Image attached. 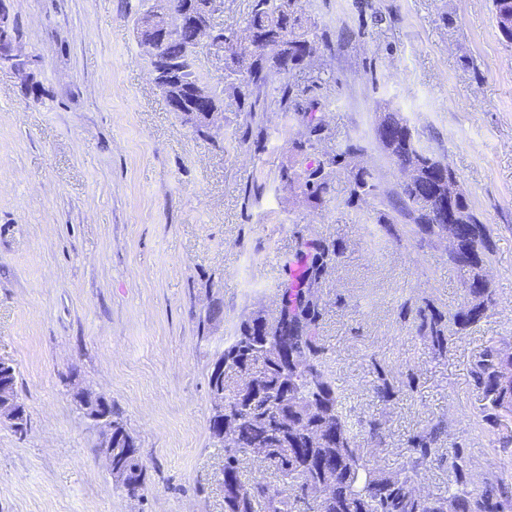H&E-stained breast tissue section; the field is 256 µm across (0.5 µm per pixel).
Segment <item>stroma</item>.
Segmentation results:
<instances>
[{
    "label": "stroma",
    "mask_w": 512,
    "mask_h": 512,
    "mask_svg": "<svg viewBox=\"0 0 512 512\" xmlns=\"http://www.w3.org/2000/svg\"><path fill=\"white\" fill-rule=\"evenodd\" d=\"M320 39L293 72L287 112L238 111L224 138L171 111L138 47L140 0H0L31 65H0V356L16 370L29 426L0 423V512H224V450L209 430L208 373L242 323L274 321L298 257L335 248L319 285L329 375L351 415L378 419L380 469L406 439L444 421L472 486L499 476L480 433L473 363L512 344V47L491 0H298ZM447 163L493 225L495 307L446 358L428 353L414 311L452 316L466 297L447 236L395 212L402 175L381 145V113ZM322 124L319 159L353 148L322 201L288 186L295 147ZM373 195L355 198L358 169ZM401 390L372 391V362ZM413 388H405L406 378ZM84 389L135 437L146 487L116 489Z\"/></svg>",
    "instance_id": "1"
}]
</instances>
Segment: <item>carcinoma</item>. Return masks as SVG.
Listing matches in <instances>:
<instances>
[{
    "mask_svg": "<svg viewBox=\"0 0 512 512\" xmlns=\"http://www.w3.org/2000/svg\"><path fill=\"white\" fill-rule=\"evenodd\" d=\"M185 9L186 26L165 44V52L183 61L187 87L182 90L184 104L192 97L188 85L197 80L192 45L196 24L210 28L218 38L230 39L224 25L217 19L224 9L205 8L206 0H179ZM246 28L254 43L249 54L231 52L225 57L224 87L212 93L213 108L223 105L224 89L236 92L239 111L256 112L264 100L266 88L287 77L295 69L308 65V59L317 51L316 36L308 20L298 13L296 0H252L246 18ZM414 158L434 166L437 159L406 132L403 146L391 154L396 166L404 165L408 152ZM342 154L327 160H305L300 180L303 193L320 201L329 188L326 168L336 165ZM371 173L360 169L353 174L351 195L368 194L373 188ZM455 204L468 211L475 224L474 236L461 246L460 256L450 261L463 272L464 279L475 281L481 268L493 256L494 228L482 223L474 214L465 193H460ZM400 208L412 216L414 223L425 224L438 232L449 231L448 226L436 224L419 194L402 187ZM332 251L321 248L300 264L295 278L296 287L283 296L279 319L271 326V335L263 343L249 340V326L240 327L236 336L224 344L217 360L224 361V377L215 373L208 376L209 388H224V412L231 419L240 447H225V439L218 433L212 438L224 446V471L238 479L239 492L224 498V512H512V483L496 477L484 482L480 490L468 488L469 462L457 446L442 447L445 433L438 421L406 440L407 457L403 467L392 474L382 472L373 456L361 448L360 439L367 436L379 445L385 443V428L377 420H355L345 411L328 376L325 364L328 348L319 336L323 305L309 302L302 296V285L311 278H319L328 266ZM417 331L434 358L448 355L453 336L473 326L465 308H460L448 321L430 305L416 313ZM288 343L295 354L293 369L288 371L291 397L288 398V416L291 430L274 428L269 414L270 406L278 399L280 371L273 364V351L280 342ZM512 366V346L492 343L480 353L472 377L481 398L480 414L490 428L497 429L505 422L512 423V378L504 371ZM232 374H245L256 383L252 394L239 396L229 389ZM373 390L384 401L393 393L386 367L373 365ZM115 428L126 432L131 445L118 449L114 457L122 464L128 482L143 488L146 467L138 453L134 436L126 431L121 417L114 420ZM266 445L264 462L278 479L272 484L263 478L241 479V457L257 443ZM502 468L512 467V436L498 440ZM447 466L448 496L429 498L415 493V479L431 465ZM321 495H316V490Z\"/></svg>",
    "mask_w": 512,
    "mask_h": 512,
    "instance_id": "obj_1",
    "label": "carcinoma"
}]
</instances>
